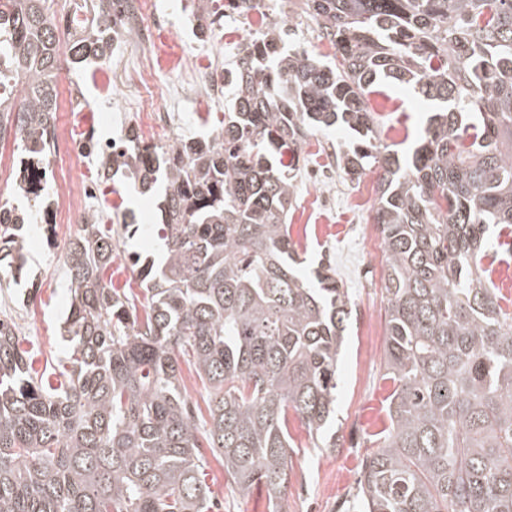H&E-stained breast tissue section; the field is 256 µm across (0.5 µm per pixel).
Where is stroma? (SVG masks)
Listing matches in <instances>:
<instances>
[{
    "mask_svg": "<svg viewBox=\"0 0 512 512\" xmlns=\"http://www.w3.org/2000/svg\"><path fill=\"white\" fill-rule=\"evenodd\" d=\"M154 8L170 19L168 29L158 31L155 46L144 52L141 64L148 70L156 87H164L179 77L182 70L227 67L225 50L252 39L259 21L249 25H218L208 35L196 30L192 0H152ZM64 81L73 83L89 108L92 136L100 142L119 140L124 129L120 112L130 108L125 94L127 76L111 63L90 62L65 68ZM370 104L379 120L382 144L410 149L423 129L429 112L426 101L412 90L400 86L388 88L372 97ZM224 119L223 104L216 103L203 113L180 108L175 137H205L220 127ZM348 142L341 130H331L309 137L303 146L308 163L297 179L298 192L290 217L292 240L307 263L322 255H330L336 266V278L347 288L352 316L347 327L344 350L339 365V388L336 396V435L339 446L323 451L316 446L298 417H291L290 433L294 439L291 455L292 471L282 512H341L359 496L357 476L359 465L369 449L373 436L386 424L387 332L379 330L370 336L367 315L386 321L387 302L383 291V273L375 263L383 256L380 242L366 237L363 226L369 223L377 199V176L367 173L354 183L336 176L333 182L319 181L318 173L335 166L336 153ZM102 191L108 200L120 201L117 209L106 212L105 222L112 227L113 238H121L127 211H135L139 223L157 221V199L135 192L122 174L103 182ZM331 193L336 206L318 209L317 198ZM65 227L56 229V246H47L38 239L28 248L27 277L12 282L9 272H0L25 314L19 333L20 344L28 350L35 370L54 365L57 371L70 370L67 342L61 338L62 322L68 302V277L61 245L68 241ZM137 251L151 259L161 256L157 235L138 236L126 248L118 249L112 262V284L119 290L141 294L140 278L127 259L128 251ZM206 482L220 512H269L264 490H253L240 496L224 483V467L216 458H209Z\"/></svg>",
    "mask_w": 512,
    "mask_h": 512,
    "instance_id": "1",
    "label": "stroma"
}]
</instances>
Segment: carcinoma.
<instances>
[{"mask_svg":"<svg viewBox=\"0 0 512 512\" xmlns=\"http://www.w3.org/2000/svg\"><path fill=\"white\" fill-rule=\"evenodd\" d=\"M340 55L331 66L263 19L224 75L216 134L88 142L101 170L158 184L164 260L137 266L146 300L105 278L117 241L98 220L64 246L72 372L37 376L0 320V512H211L207 448L242 496L281 512L294 413L336 449L337 369L352 314L336 269L309 275L291 240L305 139L350 131L349 179L378 173L385 251L387 425L359 478V512H512V298L482 267L512 230V0H302ZM131 0H92L65 25L47 0H0V141L19 149L0 204V268L27 274L26 233L44 200L62 64L106 58ZM199 31L210 0H197ZM386 82L432 102L420 144L380 143L370 96ZM207 391L208 417L180 359ZM182 372V384L185 388V391L192 402H195L199 405L203 415L207 417L206 410V392L202 387L201 382L196 376L195 372L192 368H190L186 363L181 362L180 364Z\"/></svg>","mask_w":512,"mask_h":512,"instance_id":"cac0c4a2","label":"carcinoma"}]
</instances>
